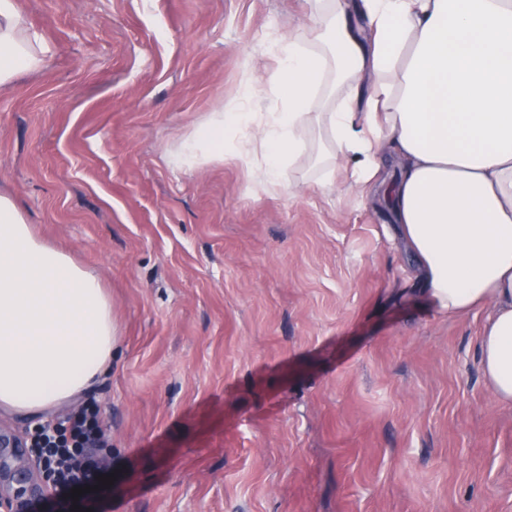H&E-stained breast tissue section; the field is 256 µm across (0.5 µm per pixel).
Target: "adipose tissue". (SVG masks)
Listing matches in <instances>:
<instances>
[{"label":"adipose tissue","mask_w":512,"mask_h":512,"mask_svg":"<svg viewBox=\"0 0 512 512\" xmlns=\"http://www.w3.org/2000/svg\"><path fill=\"white\" fill-rule=\"evenodd\" d=\"M308 2L314 28L275 39L271 70L247 74L173 162L256 153L251 179L284 189L306 155L324 179L378 186L435 310L488 309L479 363L512 405V0ZM53 54L19 0H0V88ZM389 149L403 167L383 182ZM118 341L99 276L0 191V409L36 417L77 400Z\"/></svg>","instance_id":"1"}]
</instances>
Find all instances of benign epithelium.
<instances>
[{
	"label": "benign epithelium",
	"mask_w": 512,
	"mask_h": 512,
	"mask_svg": "<svg viewBox=\"0 0 512 512\" xmlns=\"http://www.w3.org/2000/svg\"><path fill=\"white\" fill-rule=\"evenodd\" d=\"M21 447L19 437L0 429V512H32L50 485L46 472L23 460Z\"/></svg>",
	"instance_id": "7a95c632"
}]
</instances>
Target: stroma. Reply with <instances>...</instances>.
I'll return each instance as SVG.
<instances>
[{
	"instance_id": "1",
	"label": "stroma",
	"mask_w": 512,
	"mask_h": 512,
	"mask_svg": "<svg viewBox=\"0 0 512 512\" xmlns=\"http://www.w3.org/2000/svg\"><path fill=\"white\" fill-rule=\"evenodd\" d=\"M19 4L55 54L0 91V190L112 304L101 512H512L487 310L434 312L391 213L308 159L288 191L170 161L305 0Z\"/></svg>"
}]
</instances>
